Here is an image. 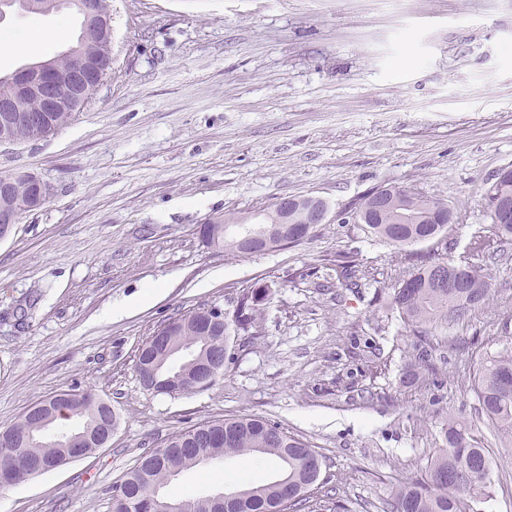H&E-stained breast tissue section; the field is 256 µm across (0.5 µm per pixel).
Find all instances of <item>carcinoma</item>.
Instances as JSON below:
<instances>
[{"label":"carcinoma","mask_w":512,"mask_h":512,"mask_svg":"<svg viewBox=\"0 0 512 512\" xmlns=\"http://www.w3.org/2000/svg\"><path fill=\"white\" fill-rule=\"evenodd\" d=\"M83 48L112 60L111 47L98 34L83 28L75 44L46 62L66 72L74 65L76 50ZM93 94L92 90L87 92L84 99L61 112L46 113L45 136L54 135L73 121ZM27 196V189L20 184L11 197L0 200V206L24 214L31 211ZM433 213L430 198L411 188L409 193L394 199L391 208L377 223L368 224L366 228L400 251L420 243L438 244L447 237L448 225L433 223ZM405 216L409 221L398 223ZM448 264L469 266L462 260L422 258L408 273L413 278L411 287L392 285L391 309L405 326L411 328L416 338L407 351L408 362L403 376L406 384L423 382L436 371L434 346L427 342L428 330L447 322L450 316H462L489 300L490 276L475 266H469L473 279L466 290L436 285V269ZM332 271L345 287L357 285L358 265L353 256L337 255ZM262 300L263 292L249 288L242 290L234 324L246 322L260 327ZM200 311L198 307L172 319L173 326L167 328L169 349L155 345L156 330L142 343L137 359L154 363L151 382L165 384L170 379L179 378L184 370V353L205 357L218 352L228 353L222 332L231 330V324L226 323L224 329L215 328L207 333L198 324ZM505 378L512 380V350L483 359L473 375L472 390L481 415L497 428L501 441L512 446V388L503 389ZM39 405V410L28 412L20 421L0 429V438L12 442L28 459V463L15 468L9 481L11 485L46 472L47 463L67 464L66 449L58 443L56 434L40 427L43 418L76 421L94 437L99 434L108 410L100 399L79 401L69 391L58 392L41 400ZM241 454L271 456L281 465L277 479L239 488L244 493V500L239 504L242 512H281L285 501L288 502L287 512H301L309 499L308 493L320 477L322 458L279 424L255 416L224 418L189 426L171 436L163 451L152 450L140 456L119 483V488L124 490L135 508L129 510L123 500L117 498L113 512H166L168 505L160 492L177 475ZM483 464H488V460L481 437L466 422L448 418L445 447L431 457L421 477L395 489L390 512H469L470 503L490 494L489 472L480 470Z\"/></svg>","instance_id":"obj_1"}]
</instances>
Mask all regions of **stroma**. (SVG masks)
Listing matches in <instances>:
<instances>
[{
    "mask_svg": "<svg viewBox=\"0 0 512 512\" xmlns=\"http://www.w3.org/2000/svg\"><path fill=\"white\" fill-rule=\"evenodd\" d=\"M113 73L84 112L46 139L0 146V174L29 170L52 196L0 240V428L60 391H92L116 412L111 442L84 459L0 488V512H112L104 489L189 426L251 415L280 424L325 465L304 512H388L421 475L449 417L475 425L491 497L512 512V447L470 390L487 355L512 348V239L477 249L486 188L512 167V0H111ZM60 36L46 45L42 30ZM70 10L8 14L23 36L0 76L66 50ZM380 186L413 187L455 212L448 258L491 276L489 302L431 340L443 387L404 386L411 342L389 308L412 270L405 253L354 223ZM315 194L330 221L298 245L235 256L205 244L210 217L250 216ZM353 253L357 288L330 265ZM269 287L260 329H235L207 389L146 390L139 346L202 304L235 315L243 288ZM153 293L122 317L115 306ZM272 457L183 472L178 501L271 481Z\"/></svg>",
    "mask_w": 512,
    "mask_h": 512,
    "instance_id": "1",
    "label": "stroma"
}]
</instances>
